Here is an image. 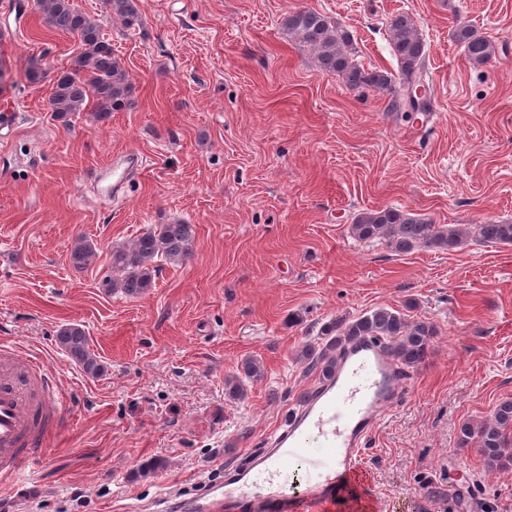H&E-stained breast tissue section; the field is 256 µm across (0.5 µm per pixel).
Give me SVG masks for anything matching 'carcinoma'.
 Masks as SVG:
<instances>
[{
	"instance_id": "obj_1",
	"label": "carcinoma",
	"mask_w": 512,
	"mask_h": 512,
	"mask_svg": "<svg viewBox=\"0 0 512 512\" xmlns=\"http://www.w3.org/2000/svg\"><path fill=\"white\" fill-rule=\"evenodd\" d=\"M139 0H103L106 13L125 29L140 27L142 19ZM37 7L46 26L78 37L81 53L73 68L57 73L52 78L49 98L51 112L64 119L75 112L88 110L100 120L124 110L130 104L131 86L124 69L112 51L101 27L86 14L76 9L72 0H37ZM288 35L314 53L320 67L337 74L351 90L369 88L389 97L388 109L411 120L415 112H428L431 102L410 95V88L420 84L424 76L426 44L413 20L406 14H397L388 23L390 45L400 70L390 76L381 70H367L351 57L350 38L329 17L313 8L289 12L283 20ZM455 38L464 47L470 62L484 64L493 54L494 47L473 29H457ZM350 231L359 240L382 239L397 253H408L418 247L454 249L460 235L422 218L395 208H381L360 213ZM479 235L490 242L512 244V224H481ZM196 239L192 224H159L156 229L140 235L130 245L112 249V276L105 281L111 292L135 298L153 286L161 270L159 261L184 264L193 256ZM95 258V250L86 239L78 238L71 249L70 261L81 270ZM326 339L321 350L312 345L305 347L302 357L309 360V370L323 378L332 365L331 351L344 342L360 336L383 340L407 366L416 367L430 355L436 327L425 320L410 321L393 309L378 308L353 321L326 324L321 330ZM58 347L82 370L98 375L103 366L90 347L85 330L78 324L62 326L56 336ZM243 376L225 379V393L234 400L245 396L243 379L253 380L262 370L252 359L241 364ZM464 444L474 440L486 466L490 470L512 465V399L500 402L490 422L473 428L468 424L460 429Z\"/></svg>"
}]
</instances>
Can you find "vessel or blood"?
I'll return each instance as SVG.
<instances>
[{
	"label": "vessel or blood",
	"instance_id": "obj_1",
	"mask_svg": "<svg viewBox=\"0 0 512 512\" xmlns=\"http://www.w3.org/2000/svg\"><path fill=\"white\" fill-rule=\"evenodd\" d=\"M140 165L139 154L129 152L99 178L117 192ZM407 387L404 368L384 343L355 339L338 355L329 379L291 408L270 447L208 486L199 507L203 512H308L309 502L357 486L369 438ZM57 388L43 358L0 345V484L17 481L61 428L53 407ZM313 439L322 443L324 455L308 454ZM297 465L306 484L302 493L288 479Z\"/></svg>",
	"mask_w": 512,
	"mask_h": 512
}]
</instances>
